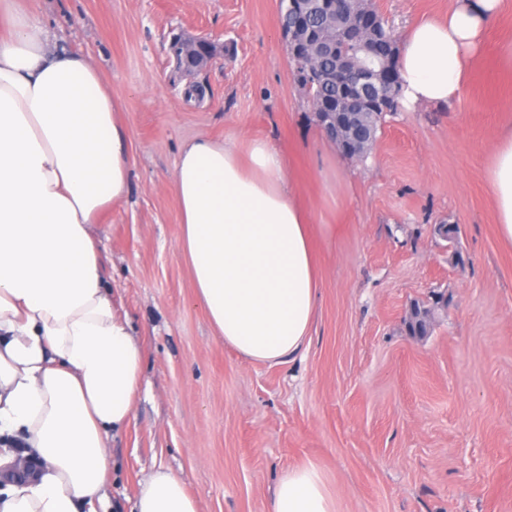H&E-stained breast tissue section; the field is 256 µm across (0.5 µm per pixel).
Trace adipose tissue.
I'll return each mask as SVG.
<instances>
[{"mask_svg":"<svg viewBox=\"0 0 512 512\" xmlns=\"http://www.w3.org/2000/svg\"><path fill=\"white\" fill-rule=\"evenodd\" d=\"M507 0H455L404 29L401 104L450 106ZM121 105L97 66L60 45L24 0H0V437L39 461L0 489V512H102L110 433L133 417L143 349L111 302L90 225L124 200L132 158ZM512 245V124L487 168ZM179 248L225 345L276 365L311 334L320 286L309 212L276 144L199 138L180 152ZM133 512H198L170 470ZM268 512H340L314 461L278 480Z\"/></svg>","mask_w":512,"mask_h":512,"instance_id":"adipose-tissue-1","label":"adipose tissue"}]
</instances>
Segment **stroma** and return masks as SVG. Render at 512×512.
Segmentation results:
<instances>
[{
    "instance_id": "stroma-1",
    "label": "stroma",
    "mask_w": 512,
    "mask_h": 512,
    "mask_svg": "<svg viewBox=\"0 0 512 512\" xmlns=\"http://www.w3.org/2000/svg\"><path fill=\"white\" fill-rule=\"evenodd\" d=\"M396 32L452 0H374ZM120 101L134 164L127 198L90 233L110 298L144 349L129 426L110 439L107 512H131L158 467L198 512H266L289 466L318 463L341 512H512V248L499 239L487 167L512 121V8L451 106L386 115L371 155L350 159L293 80L279 0H31ZM224 52L185 102L173 34ZM267 138L291 161L314 226L320 280L311 336L269 365L216 336L178 247L172 189L182 146ZM335 174L340 203L328 206ZM458 228L455 244L439 225ZM430 331L410 335L414 306Z\"/></svg>"
}]
</instances>
